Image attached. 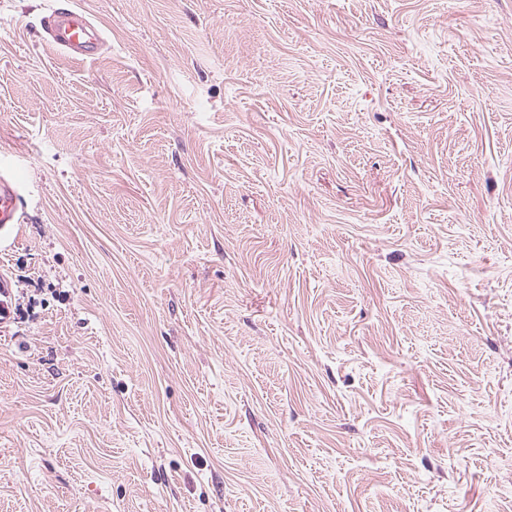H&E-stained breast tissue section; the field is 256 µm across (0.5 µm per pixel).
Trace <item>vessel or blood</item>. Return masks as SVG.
Returning a JSON list of instances; mask_svg holds the SVG:
<instances>
[{
  "mask_svg": "<svg viewBox=\"0 0 512 512\" xmlns=\"http://www.w3.org/2000/svg\"><path fill=\"white\" fill-rule=\"evenodd\" d=\"M43 39L77 61H92L104 46V34L87 12L76 7H47L40 19ZM20 199L14 187L0 176V227L18 221Z\"/></svg>",
  "mask_w": 512,
  "mask_h": 512,
  "instance_id": "vessel-or-blood-1",
  "label": "vessel or blood"
}]
</instances>
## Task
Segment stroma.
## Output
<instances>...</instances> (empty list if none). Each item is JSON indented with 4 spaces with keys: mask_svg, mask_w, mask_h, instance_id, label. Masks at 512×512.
Returning a JSON list of instances; mask_svg holds the SVG:
<instances>
[{
    "mask_svg": "<svg viewBox=\"0 0 512 512\" xmlns=\"http://www.w3.org/2000/svg\"><path fill=\"white\" fill-rule=\"evenodd\" d=\"M0 0V512H512V0ZM42 38L77 61H93L104 46V34L87 12L73 5L60 7L58 2L47 7L40 19ZM20 199L14 187L0 175V227L18 223Z\"/></svg>",
    "mask_w": 512,
    "mask_h": 512,
    "instance_id": "35a3bbf8",
    "label": "stroma"
}]
</instances>
